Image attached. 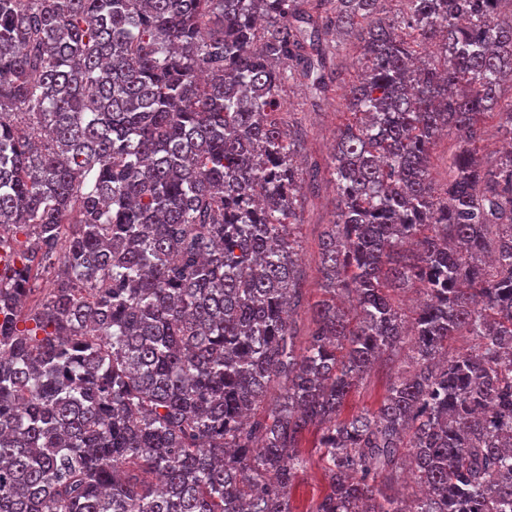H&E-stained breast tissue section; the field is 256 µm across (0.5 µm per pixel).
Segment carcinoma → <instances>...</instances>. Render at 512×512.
I'll use <instances>...</instances> for the list:
<instances>
[{"mask_svg": "<svg viewBox=\"0 0 512 512\" xmlns=\"http://www.w3.org/2000/svg\"><path fill=\"white\" fill-rule=\"evenodd\" d=\"M378 2L0 0V512H293L311 426L315 512H512V149L478 161L486 118L512 139V0ZM343 31L366 64L300 343L279 92H327ZM457 144L454 132L448 131V135L441 136L433 147L429 173L430 179L436 187H441L448 182L450 159ZM405 352H399L390 360L378 364L349 396L343 416H351L364 410H374L386 394L390 380L407 368ZM317 434L314 430L306 432L300 448L307 458L306 474L294 484L291 495V506L297 512H310L315 510L317 503L322 498L326 483L322 477L321 453L317 444Z\"/></svg>", "mask_w": 512, "mask_h": 512, "instance_id": "cac0c4a2", "label": "carcinoma"}]
</instances>
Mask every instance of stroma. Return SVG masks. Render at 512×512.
<instances>
[{"mask_svg": "<svg viewBox=\"0 0 512 512\" xmlns=\"http://www.w3.org/2000/svg\"><path fill=\"white\" fill-rule=\"evenodd\" d=\"M340 44L336 59L337 78L325 96L308 93L304 85L290 82L282 86L279 100L284 111L283 119L291 128L301 129L303 142L299 158L304 167L319 166V185L315 191L304 194L299 213V253L302 286L307 303H314L323 295L320 235L326 224L332 223L336 214V190L330 180L332 144L340 114L344 109V94L361 71L362 43L357 33L338 34ZM404 353H397L390 360L378 364L349 396L345 415H352L378 407L386 394L391 379L405 370ZM317 434L308 431L302 442V453L307 458V470L292 489L291 506L294 512H314L322 498L326 483L322 477L321 453L316 447Z\"/></svg>", "mask_w": 512, "mask_h": 512, "instance_id": "1", "label": "stroma"}]
</instances>
